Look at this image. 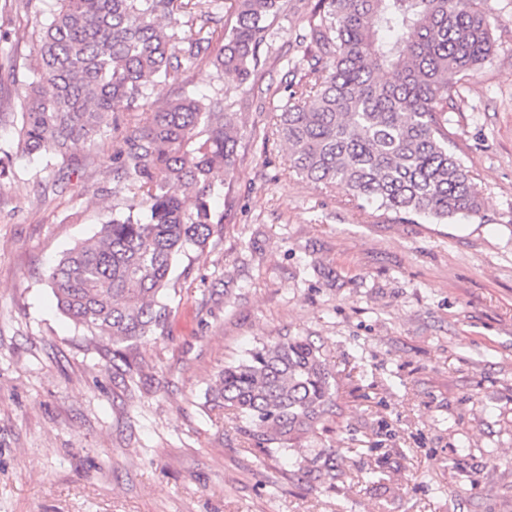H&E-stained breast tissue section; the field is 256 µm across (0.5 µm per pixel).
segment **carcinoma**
Segmentation results:
<instances>
[{"label":"carcinoma","mask_w":512,"mask_h":512,"mask_svg":"<svg viewBox=\"0 0 512 512\" xmlns=\"http://www.w3.org/2000/svg\"><path fill=\"white\" fill-rule=\"evenodd\" d=\"M287 0H230L236 24L212 50L223 0H54L38 33L36 79L17 94V151L66 160L102 126L129 133L114 157L112 209L97 234L49 274L59 310L90 336L120 346L166 333L163 301L176 256L203 252L224 217L211 208L235 166L239 113L222 94L183 92L162 107L155 89L204 60L254 89L260 47ZM288 60L275 128L306 179L411 222L445 224L481 208L456 153L448 115L458 91L491 62L485 0H318ZM338 382L303 336H279L227 365L207 393L231 408L256 444L291 446L337 414Z\"/></svg>","instance_id":"cac0c4a2"}]
</instances>
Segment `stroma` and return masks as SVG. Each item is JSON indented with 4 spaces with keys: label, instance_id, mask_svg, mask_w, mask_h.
Listing matches in <instances>:
<instances>
[{
    "label": "stroma",
    "instance_id": "obj_1",
    "mask_svg": "<svg viewBox=\"0 0 512 512\" xmlns=\"http://www.w3.org/2000/svg\"><path fill=\"white\" fill-rule=\"evenodd\" d=\"M487 8L492 62L448 77V129L483 205L445 224L399 222L292 171L272 112L289 15L252 94L207 61L159 86V106L226 94L241 139L230 194L212 199L223 224L172 270L165 335L116 367L58 311L48 273L111 207L126 131L76 143L69 166L16 153L14 99L49 16L0 0V512H512V0ZM283 335L321 346L340 413L266 452L206 394ZM320 457L344 477L319 478Z\"/></svg>",
    "mask_w": 512,
    "mask_h": 512
}]
</instances>
